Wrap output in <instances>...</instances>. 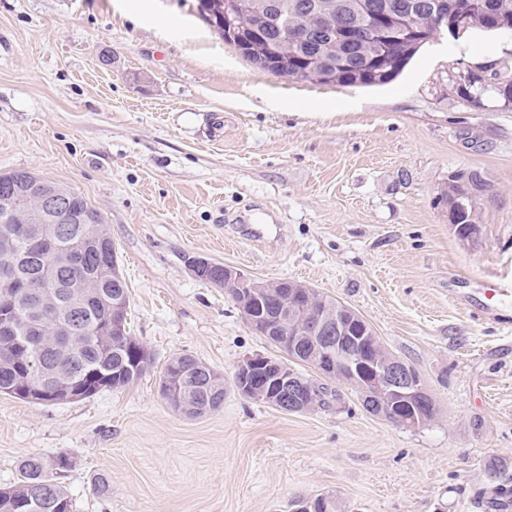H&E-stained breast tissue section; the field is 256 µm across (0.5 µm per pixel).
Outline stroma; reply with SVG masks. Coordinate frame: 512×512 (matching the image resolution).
Returning <instances> with one entry per match:
<instances>
[{
    "label": "stroma",
    "instance_id": "1",
    "mask_svg": "<svg viewBox=\"0 0 512 512\" xmlns=\"http://www.w3.org/2000/svg\"><path fill=\"white\" fill-rule=\"evenodd\" d=\"M0 0V172L24 168L101 215L129 288L127 328L153 354L135 384L63 404L0 394V486L25 455L64 454L73 512H477L512 476V109H476L452 78L512 67V32L436 36L392 83L339 87L263 70L197 0ZM473 171L479 236L448 222V181ZM201 256L291 279L357 310L435 405L405 429L349 386L285 413L243 397L237 366L279 350ZM224 378L188 418L165 362Z\"/></svg>",
    "mask_w": 512,
    "mask_h": 512
}]
</instances>
